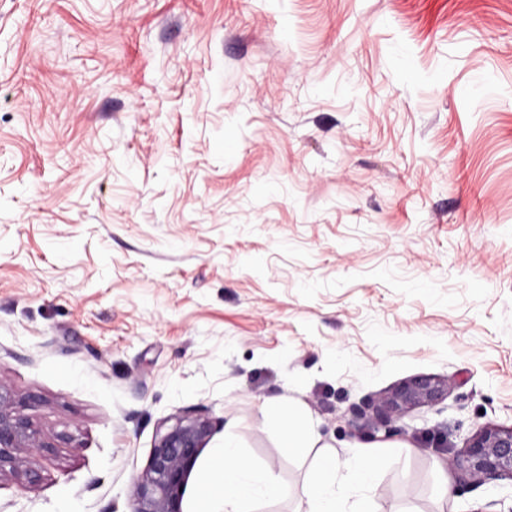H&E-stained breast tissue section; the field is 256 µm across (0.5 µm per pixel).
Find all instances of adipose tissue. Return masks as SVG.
<instances>
[{
  "label": "adipose tissue",
  "instance_id": "1",
  "mask_svg": "<svg viewBox=\"0 0 512 512\" xmlns=\"http://www.w3.org/2000/svg\"><path fill=\"white\" fill-rule=\"evenodd\" d=\"M266 417L282 428L279 451L299 454L315 444L317 433L310 421L283 409L277 401L268 403ZM391 451V444L381 442L360 451L346 463L331 453L320 455L305 491L307 512H370L371 497L378 488V463ZM212 469L219 481L202 485L197 512H211V502L217 498L223 499L224 512H245L256 499L279 493L271 476L253 468L233 440H225L224 451L214 458ZM341 472L348 480L344 487L336 483Z\"/></svg>",
  "mask_w": 512,
  "mask_h": 512
}]
</instances>
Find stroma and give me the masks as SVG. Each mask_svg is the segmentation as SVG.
<instances>
[{
	"instance_id": "35a3bbf8",
	"label": "stroma",
	"mask_w": 512,
	"mask_h": 512,
	"mask_svg": "<svg viewBox=\"0 0 512 512\" xmlns=\"http://www.w3.org/2000/svg\"><path fill=\"white\" fill-rule=\"evenodd\" d=\"M421 375L454 386L367 425ZM0 380L65 437L0 512H130L178 415L183 512L228 438L255 512L381 441L374 512H512L449 465L512 426V0H0ZM266 417L268 421L281 425V441L276 448L278 452L299 454L315 444L317 433L310 421L295 412L286 411L276 400L268 403Z\"/></svg>"
}]
</instances>
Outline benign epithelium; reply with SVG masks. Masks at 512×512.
<instances>
[{
  "label": "benign epithelium",
  "mask_w": 512,
  "mask_h": 512,
  "mask_svg": "<svg viewBox=\"0 0 512 512\" xmlns=\"http://www.w3.org/2000/svg\"><path fill=\"white\" fill-rule=\"evenodd\" d=\"M449 389L446 379L412 378L388 391L372 407L373 418L386 426L414 407L441 401ZM211 430V421L200 416H179L165 426L154 441L146 467L134 480L131 512H183L188 477ZM63 441L64 436L42 428L23 413L15 392L0 381V477L8 474L22 488L35 484L38 473L24 454L48 453ZM451 464L465 484L512 480V427L479 428Z\"/></svg>",
  "instance_id": "benign-epithelium-1"
}]
</instances>
